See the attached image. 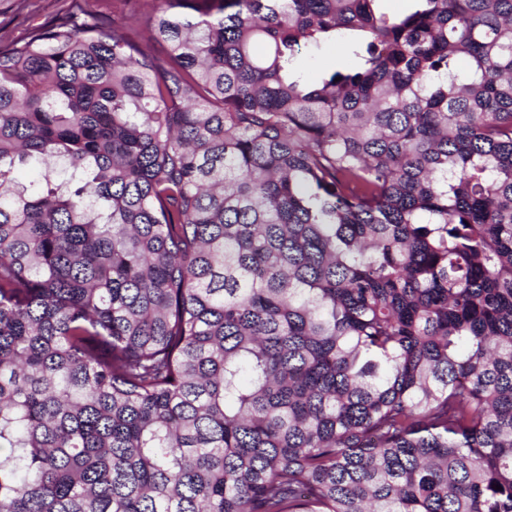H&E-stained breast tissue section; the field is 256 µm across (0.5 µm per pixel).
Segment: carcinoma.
I'll use <instances>...</instances> for the list:
<instances>
[{"instance_id": "cac0c4a2", "label": "carcinoma", "mask_w": 512, "mask_h": 512, "mask_svg": "<svg viewBox=\"0 0 512 512\" xmlns=\"http://www.w3.org/2000/svg\"><path fill=\"white\" fill-rule=\"evenodd\" d=\"M385 2L0 49V512H512V0Z\"/></svg>"}]
</instances>
